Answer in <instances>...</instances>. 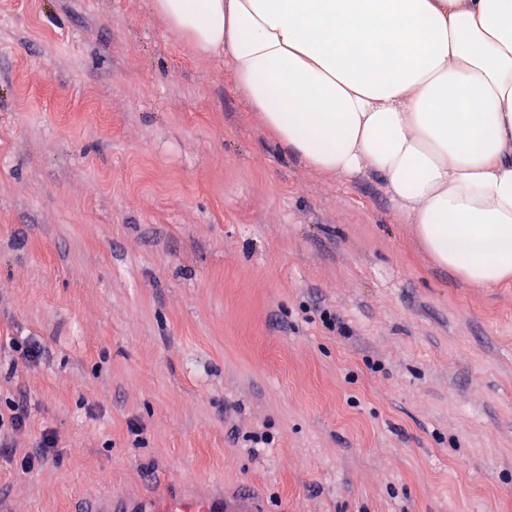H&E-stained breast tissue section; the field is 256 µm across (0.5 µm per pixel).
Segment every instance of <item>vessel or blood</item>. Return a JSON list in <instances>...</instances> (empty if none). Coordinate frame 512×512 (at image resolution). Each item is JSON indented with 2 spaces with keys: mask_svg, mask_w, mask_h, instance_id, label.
I'll return each instance as SVG.
<instances>
[{
  "mask_svg": "<svg viewBox=\"0 0 512 512\" xmlns=\"http://www.w3.org/2000/svg\"><path fill=\"white\" fill-rule=\"evenodd\" d=\"M86 512H261L247 494H173L166 491L124 497L98 495Z\"/></svg>",
  "mask_w": 512,
  "mask_h": 512,
  "instance_id": "vessel-or-blood-1",
  "label": "vessel or blood"
}]
</instances>
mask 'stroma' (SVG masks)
I'll use <instances>...</instances> for the list:
<instances>
[{
  "label": "stroma",
  "instance_id": "obj_1",
  "mask_svg": "<svg viewBox=\"0 0 512 512\" xmlns=\"http://www.w3.org/2000/svg\"><path fill=\"white\" fill-rule=\"evenodd\" d=\"M152 4L0 0V512H512V283L285 154ZM247 494H173L167 491L124 497L109 492L98 495L79 512H260Z\"/></svg>",
  "mask_w": 512,
  "mask_h": 512
}]
</instances>
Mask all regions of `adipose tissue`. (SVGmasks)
I'll list each match as a JSON object with an SVG mask.
<instances>
[{
	"mask_svg": "<svg viewBox=\"0 0 512 512\" xmlns=\"http://www.w3.org/2000/svg\"><path fill=\"white\" fill-rule=\"evenodd\" d=\"M280 148L379 174L435 262L512 280V0H155Z\"/></svg>",
	"mask_w": 512,
	"mask_h": 512,
	"instance_id": "1",
	"label": "adipose tissue"
}]
</instances>
